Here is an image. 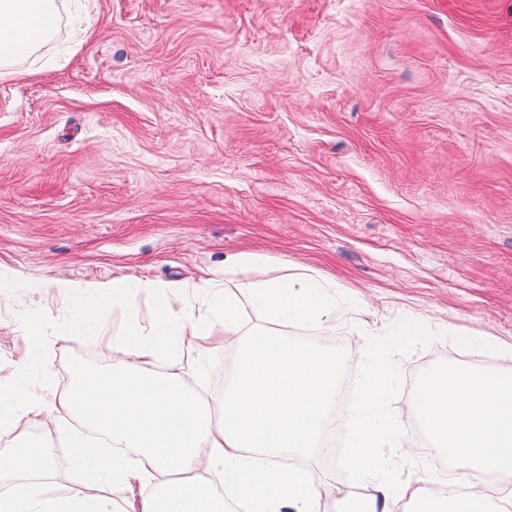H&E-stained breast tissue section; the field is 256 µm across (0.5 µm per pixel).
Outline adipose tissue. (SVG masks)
<instances>
[{"instance_id":"obj_1","label":"adipose tissue","mask_w":512,"mask_h":512,"mask_svg":"<svg viewBox=\"0 0 512 512\" xmlns=\"http://www.w3.org/2000/svg\"><path fill=\"white\" fill-rule=\"evenodd\" d=\"M59 0H0V77L19 74L56 35L44 19L60 16ZM259 256L241 252L224 264L223 284L152 280L74 283L56 279L47 288L62 301L60 315L76 329H96L105 308L126 311L124 329L112 339V362L101 373L76 367L70 388L46 404L29 392V367L17 368L0 389V422L18 429L14 447L0 454V512H120L106 485H136L137 512H379V499L407 488L402 468L411 459L414 429L455 468L482 471L512 485V374L447 364L434 367L416 389L410 417H395L390 399L403 364L396 353L410 337L427 335L419 320L390 323L359 356L342 357L313 341L290 337L288 328L329 329L332 319L352 318L353 303H340L335 280L308 267L260 275ZM207 291L211 310L224 321V342L236 352L219 409L170 373L158 359L203 376L212 350L182 336L188 295ZM155 301L156 321L144 330L137 299ZM264 326L249 327L246 309ZM361 368L357 406L346 416L336 407L340 377ZM79 418L82 430L72 429ZM67 432L70 466L80 477L75 492L45 482L53 450L44 436L28 433L31 419ZM347 439L338 458L371 496L337 494L312 472L330 457V426ZM286 456L289 468L275 466Z\"/></svg>"}]
</instances>
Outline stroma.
<instances>
[{
    "mask_svg": "<svg viewBox=\"0 0 512 512\" xmlns=\"http://www.w3.org/2000/svg\"><path fill=\"white\" fill-rule=\"evenodd\" d=\"M336 280L353 319L291 337L345 356L394 320L436 319L397 354L391 401L481 336L512 373V0H90L80 24L0 78V386L28 361L52 399L105 370L126 314L99 333L31 314L37 284L196 282L230 256ZM213 354L184 380L212 402L234 352L205 295Z\"/></svg>",
    "mask_w": 512,
    "mask_h": 512,
    "instance_id": "stroma-1",
    "label": "stroma"
}]
</instances>
